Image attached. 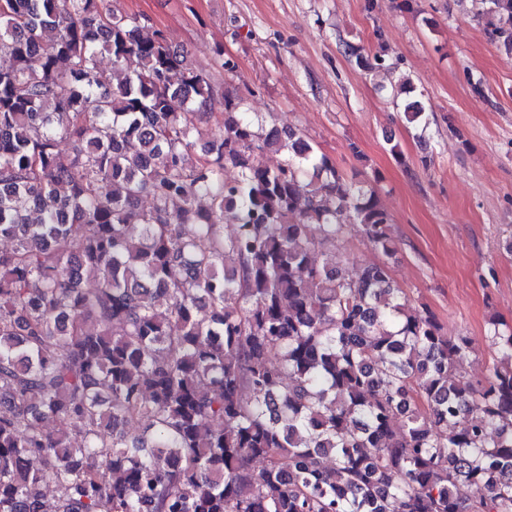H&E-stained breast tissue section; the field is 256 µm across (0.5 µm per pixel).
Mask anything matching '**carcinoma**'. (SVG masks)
<instances>
[{"label": "carcinoma", "mask_w": 512, "mask_h": 512, "mask_svg": "<svg viewBox=\"0 0 512 512\" xmlns=\"http://www.w3.org/2000/svg\"><path fill=\"white\" fill-rule=\"evenodd\" d=\"M474 2L512 53V0ZM0 50V512H512V325L471 379L394 287L371 181L108 0H0ZM328 249L348 259L350 267L353 264V269L361 263L376 261L380 258L369 246L359 225L349 226L347 233L337 237L329 244Z\"/></svg>", "instance_id": "carcinoma-1"}]
</instances>
